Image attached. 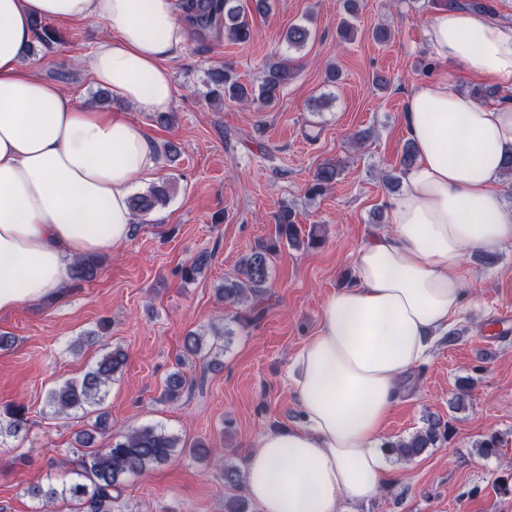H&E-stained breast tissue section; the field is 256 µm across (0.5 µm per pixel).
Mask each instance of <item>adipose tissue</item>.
<instances>
[{
	"instance_id": "1",
	"label": "adipose tissue",
	"mask_w": 512,
	"mask_h": 512,
	"mask_svg": "<svg viewBox=\"0 0 512 512\" xmlns=\"http://www.w3.org/2000/svg\"><path fill=\"white\" fill-rule=\"evenodd\" d=\"M104 23L85 67L111 99L167 111L166 66L186 42L180 0H0V313L60 295L76 258L124 246L132 187L158 160L144 128L27 70L35 23ZM431 59L512 91V24L443 8L426 28ZM404 122L418 151L390 202L392 228L357 251L352 282L327 297L319 332L293 364L302 422L262 432L244 492L258 512H344L392 484L380 448L407 372L463 311L454 269L512 243V207L495 191L512 153V101L415 82Z\"/></svg>"
}]
</instances>
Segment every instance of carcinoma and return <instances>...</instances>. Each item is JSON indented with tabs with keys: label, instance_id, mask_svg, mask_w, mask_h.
<instances>
[{
	"label": "carcinoma",
	"instance_id": "cac0c4a2",
	"mask_svg": "<svg viewBox=\"0 0 512 512\" xmlns=\"http://www.w3.org/2000/svg\"><path fill=\"white\" fill-rule=\"evenodd\" d=\"M184 18L194 36L211 35L214 32L238 43H246L251 29L246 14L265 15L271 9L270 0H182ZM311 33L302 25H292L286 31L285 41L295 50L304 48ZM295 75L288 60L280 59L266 64L263 77L257 89L250 90L231 72L216 67L208 72L209 94L215 100L228 99L236 102L257 101L265 106L277 99L280 90L288 85ZM418 152L412 141H407L400 158V175L390 178V186L400 183V176L406 174L416 163ZM340 176V169L330 163L323 164L315 173L308 187V194L317 196L333 184ZM171 187L166 181L151 186L144 193L131 196L130 206L133 212L148 214L159 206L165 205L170 198ZM293 247L305 244L315 247L320 244L319 235L311 232L302 238L296 224V213L292 206L284 205L275 218V235L263 245L252 249L238 260L234 274L224 279L216 288L222 302L232 306L248 305L242 312L236 313L232 321L240 325H249L265 314L262 307L263 296L270 277L271 258L278 252L280 244ZM208 258L200 255L185 264L181 269V278L186 283L196 280L206 267ZM101 271L100 259L93 256L78 258L73 264V278L80 283L95 281ZM183 348L187 354L197 356L206 348L204 335L189 333L184 338ZM127 362V354L120 347L103 354L79 379L63 381L51 389L46 398L52 413L69 416L86 412L87 408L98 406L106 396L108 387L122 371ZM186 379L176 372L171 374L164 388L167 398L174 400L181 396ZM111 429L106 414L97 416L93 431H82L76 442L83 451L72 460L73 467L64 468L60 484L37 486L31 494L45 504H51L61 498L74 503L76 512H114V504L119 499V490L126 478L141 474L147 469L167 462L173 456L183 452L177 435L163 427L144 425L135 428L104 448L95 447L96 434ZM29 420L26 407L20 404H7L0 408V438L24 437L28 434ZM448 434V424L429 416L425 426L406 440L390 442L386 445L389 452L402 458L413 459L424 454ZM224 486L230 493L224 495V512H250L248 500L235 493L243 481L241 469L229 460H224Z\"/></svg>",
	"mask_w": 512,
	"mask_h": 512
}]
</instances>
